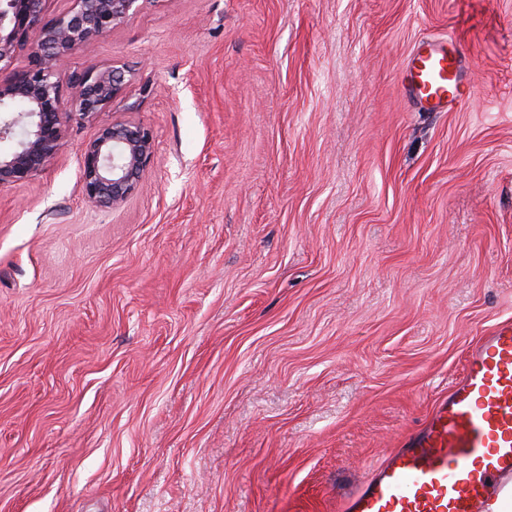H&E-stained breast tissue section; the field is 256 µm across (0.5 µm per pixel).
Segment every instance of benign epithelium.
Returning <instances> with one entry per match:
<instances>
[{
    "mask_svg": "<svg viewBox=\"0 0 512 512\" xmlns=\"http://www.w3.org/2000/svg\"><path fill=\"white\" fill-rule=\"evenodd\" d=\"M50 0H0V187L49 167L69 124L108 111L124 91L125 70L68 71L78 52L132 20L147 0H71L48 14ZM24 56L23 69L14 61ZM154 153L151 130L121 120L82 150L83 196L116 207L136 189Z\"/></svg>",
    "mask_w": 512,
    "mask_h": 512,
    "instance_id": "1",
    "label": "benign epithelium"
}]
</instances>
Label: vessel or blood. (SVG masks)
I'll list each match as a JSON object with an SVG mask.
<instances>
[{"instance_id":"1","label":"vessel or blood","mask_w":512,"mask_h":512,"mask_svg":"<svg viewBox=\"0 0 512 512\" xmlns=\"http://www.w3.org/2000/svg\"><path fill=\"white\" fill-rule=\"evenodd\" d=\"M456 40L422 42L404 76L428 111L463 99ZM512 485V324L470 353L462 377L402 447L389 451L342 512H489Z\"/></svg>"}]
</instances>
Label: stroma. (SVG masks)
Returning a JSON list of instances; mask_svg holds the SVG:
<instances>
[{
	"label": "stroma",
	"instance_id": "obj_1",
	"mask_svg": "<svg viewBox=\"0 0 512 512\" xmlns=\"http://www.w3.org/2000/svg\"><path fill=\"white\" fill-rule=\"evenodd\" d=\"M469 99L420 112V41ZM0 187V512H340L512 322V0H150ZM153 132L117 207L81 150Z\"/></svg>",
	"mask_w": 512,
	"mask_h": 512
}]
</instances>
